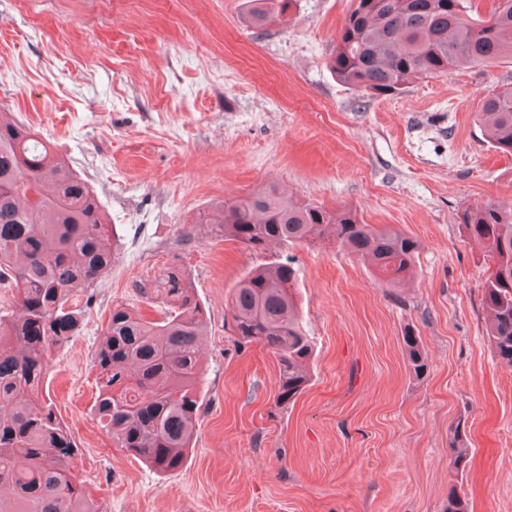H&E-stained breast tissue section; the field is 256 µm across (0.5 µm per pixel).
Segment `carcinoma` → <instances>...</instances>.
I'll return each instance as SVG.
<instances>
[{
  "instance_id": "cac0c4a2",
  "label": "carcinoma",
  "mask_w": 512,
  "mask_h": 512,
  "mask_svg": "<svg viewBox=\"0 0 512 512\" xmlns=\"http://www.w3.org/2000/svg\"><path fill=\"white\" fill-rule=\"evenodd\" d=\"M293 0H246V20L264 29L285 22ZM471 0H355L336 35L328 66L356 91L384 96L420 77H446L465 65L512 57V0L472 16ZM476 121L494 147L512 154V88L484 95ZM468 239L484 249L486 333L496 355L512 364V206L493 202L460 215ZM201 224L253 252L271 244L329 240L370 264L388 285L414 273L418 243L386 226L363 224L349 208L298 204L268 187ZM108 224L90 184L58 162L33 129L0 112V286L16 291L17 314H0V512H102L76 483L77 445L43 394L53 350L79 335L95 281L112 268ZM297 270L290 258L250 270L232 288L229 311L239 341L261 344L278 358L276 403L291 404L309 378L313 353L297 311ZM166 307L156 321L112 309L92 359L98 393L92 406L117 447L157 470L181 469L193 448L203 371L199 336L205 312L182 267L167 266L135 285ZM416 376L427 371L420 339L403 336ZM465 433L451 430L455 469L469 463ZM445 512H471L452 487Z\"/></svg>"
}]
</instances>
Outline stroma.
Returning <instances> with one entry per match:
<instances>
[{"mask_svg":"<svg viewBox=\"0 0 512 512\" xmlns=\"http://www.w3.org/2000/svg\"><path fill=\"white\" fill-rule=\"evenodd\" d=\"M244 2L0 0V111L89 181L117 241L81 335L49 357L76 482L104 512H443L452 486L472 512H512V366L486 337L487 267L460 224L466 207L512 205V155L475 121L481 97L512 87V58L374 97L327 65L352 0H294L289 23L264 31L246 25ZM271 184L413 237L411 283L386 287L329 244L256 254L196 223ZM288 256L314 354L306 390L282 407L275 356L238 342L226 299ZM173 263L206 327L195 446L165 473L99 427L92 357L113 306L161 317L134 284ZM403 343L415 375L417 377L424 376L427 371V363L421 349L420 339L418 336H415L412 328L408 327L406 329L403 336ZM449 449L452 454V461L455 469L464 471L469 463V448H466L464 439L465 433L460 431V427L456 426L450 432Z\"/></svg>","mask_w":512,"mask_h":512,"instance_id":"obj_1","label":"stroma"}]
</instances>
